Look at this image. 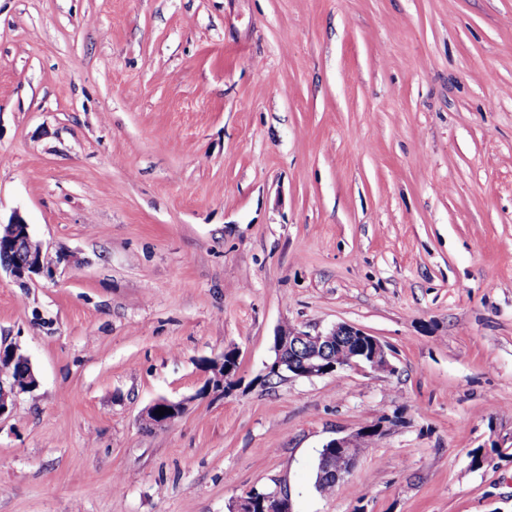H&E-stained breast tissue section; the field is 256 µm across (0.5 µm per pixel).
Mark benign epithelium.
I'll use <instances>...</instances> for the list:
<instances>
[{"mask_svg": "<svg viewBox=\"0 0 512 512\" xmlns=\"http://www.w3.org/2000/svg\"><path fill=\"white\" fill-rule=\"evenodd\" d=\"M12 241L24 238L29 244V263L0 262L17 281L31 279L35 275L46 274L50 266L44 263L43 249L40 243L31 241L29 225L19 214H14L10 222L0 225V239ZM336 343L343 347H353L354 353L348 360H338L336 356L326 353V345ZM273 352L275 357L266 366V380H287L290 377H323L333 375L348 368H369L377 371H392L386 346L375 336L363 329L349 324L338 323L327 331L311 333L297 327L277 331L274 339ZM214 376L207 382L208 388L228 394L237 384L238 367L225 363L224 359L212 362ZM39 379L34 369H29L24 378L7 384L0 379V417L12 409L15 399L24 390L38 387ZM166 407L173 413L158 416L155 410ZM185 403L166 398L156 400L141 414L142 424L152 428H161L172 422L173 418L182 414ZM395 423L392 417H386L368 429H359L355 433L337 437L324 444L328 452L322 455L321 477L330 481H342L355 465L358 452L368 435L380 436L385 432L386 425ZM262 512H291V500L288 493L278 488L266 490L259 500L245 497L235 501L231 512H254V508Z\"/></svg>", "mask_w": 512, "mask_h": 512, "instance_id": "1", "label": "benign epithelium"}]
</instances>
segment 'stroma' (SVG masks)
<instances>
[{
  "mask_svg": "<svg viewBox=\"0 0 512 512\" xmlns=\"http://www.w3.org/2000/svg\"><path fill=\"white\" fill-rule=\"evenodd\" d=\"M16 213L55 272L0 270L40 382L0 512H512V0H0ZM339 323L393 371L264 382L279 328ZM393 415L317 492L323 444ZM225 354H230V358L235 360L236 364H238L237 352L235 353L234 351H228L224 353V356ZM224 356H222L221 359L212 362L214 376L208 379L207 386L210 388V390L228 394L233 391V388L237 384L238 367L232 363L225 365ZM159 407L168 408V412H165V415L162 417L158 416V413H155V410H158ZM169 409L173 410V414H169ZM185 410L184 401H173L166 398H161L156 400L154 403L149 405L141 414L142 424H148L145 428L148 430H152L155 428H161L172 422L175 416L181 415ZM258 508L261 512H291V500L281 489L265 490L260 495Z\"/></svg>",
  "mask_w": 512,
  "mask_h": 512,
  "instance_id": "stroma-1",
  "label": "stroma"
}]
</instances>
